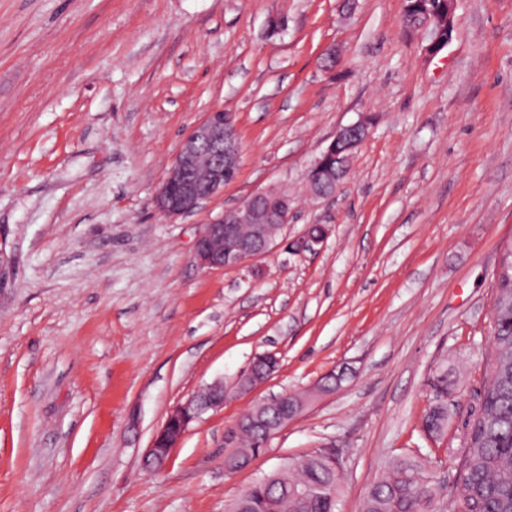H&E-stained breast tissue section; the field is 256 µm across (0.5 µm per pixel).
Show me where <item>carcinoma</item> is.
Segmentation results:
<instances>
[{"instance_id": "obj_1", "label": "carcinoma", "mask_w": 512, "mask_h": 512, "mask_svg": "<svg viewBox=\"0 0 512 512\" xmlns=\"http://www.w3.org/2000/svg\"><path fill=\"white\" fill-rule=\"evenodd\" d=\"M403 23L413 29L422 23L423 13L432 14L439 25L448 24V0H406ZM347 146L337 148L338 159L326 170L328 188L345 180L339 158ZM497 352L492 359L489 377L484 384V398L473 421L477 433L463 440L458 459L455 489L456 502L462 512H512V300L498 306L492 322ZM448 368L436 371L431 386L435 402L424 417L423 426L431 435L448 429ZM236 440L244 454L256 455L265 445L263 426L245 421ZM339 474L332 462L308 455L291 462L280 472L274 485L256 480L243 492L247 512H335L339 494ZM315 488V495L299 500L294 489ZM436 490L426 481L420 466L410 460L394 461L387 475L369 491L362 512H436Z\"/></svg>"}]
</instances>
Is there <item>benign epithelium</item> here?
<instances>
[{
  "label": "benign epithelium",
  "instance_id": "1",
  "mask_svg": "<svg viewBox=\"0 0 512 512\" xmlns=\"http://www.w3.org/2000/svg\"><path fill=\"white\" fill-rule=\"evenodd\" d=\"M366 128V120L361 119L336 132L307 172L313 196H330L322 188L325 161L351 132H364ZM240 153L236 114L222 109L207 113L182 140L168 174L156 192L157 209L170 219L198 209L203 201L224 190L229 177L238 169ZM273 212L277 213L279 224L288 223L291 207L286 192L258 190L238 206L225 210L223 215L205 225L195 242L194 252L199 264L206 268H236L269 255L277 247L276 236L263 220ZM324 239L323 235L314 238L304 233L289 241L288 249L296 254L312 251ZM226 397L224 382L216 381L176 406L146 450L143 461L157 456L169 458L189 425L206 411L223 406Z\"/></svg>",
  "mask_w": 512,
  "mask_h": 512
}]
</instances>
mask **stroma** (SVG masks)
<instances>
[{"label":"stroma","mask_w":512,"mask_h":512,"mask_svg":"<svg viewBox=\"0 0 512 512\" xmlns=\"http://www.w3.org/2000/svg\"><path fill=\"white\" fill-rule=\"evenodd\" d=\"M403 0H0V512H226L284 462L333 454L336 512L396 459L452 483L490 372L495 271L512 244V0H457L436 56ZM341 62L322 67L328 48ZM237 115L238 175L169 220L156 191L206 113ZM372 117L335 195L306 173ZM292 199L315 251L201 267L205 224L252 192ZM274 374L239 377L261 353ZM448 431L422 419L440 364ZM312 399L249 467L225 436L258 401ZM223 381L161 469L168 413ZM368 124L366 122V118L361 119L355 123L346 125L341 127L337 132L333 140L328 144L326 149L320 154V156L314 161L312 166L309 168L307 172V182L309 186V190L311 194L315 197H328L332 196L336 193L335 191L326 192L321 187L322 185V176L325 170V161L332 155L335 147L340 143L345 141L349 134L355 130L365 131L364 137L360 139L356 144L350 147L351 150L357 148L369 135L367 132ZM264 361V363L268 366V374L267 376L259 381L257 378H256V375H255V372H254V369H255V365L257 362L259 361ZM279 360L278 358L275 356L274 353H264V354H261V355H258L252 365H251V368L250 370H248V372L242 376L239 381H238V389L240 391H248V390H251L252 388H254L256 385L262 383L264 380H266L271 374H273V370L276 368L277 364H278Z\"/></svg>","instance_id":"obj_1"}]
</instances>
